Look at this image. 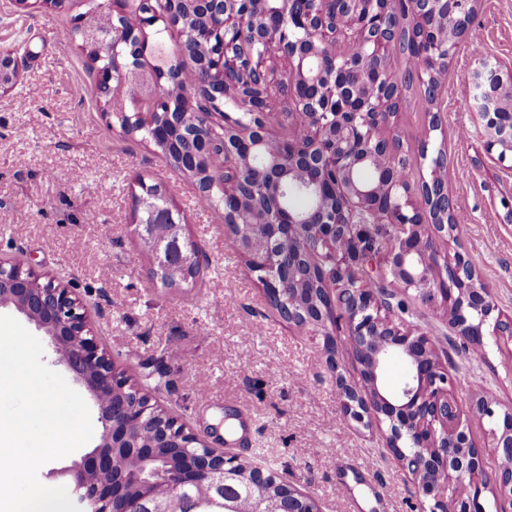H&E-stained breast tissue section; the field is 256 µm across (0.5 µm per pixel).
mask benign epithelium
<instances>
[{
  "mask_svg": "<svg viewBox=\"0 0 512 512\" xmlns=\"http://www.w3.org/2000/svg\"><path fill=\"white\" fill-rule=\"evenodd\" d=\"M478 0H167L154 13L152 0H100L75 19L74 33L93 62L95 87L104 111L127 116V101L113 93L121 78L139 95L153 97L176 69L149 61L151 30L162 21L184 25L191 36L174 50L193 63V81L182 92L186 111L169 97H153L151 112H139L121 133L147 130L146 140L169 166L189 177L202 193L224 177V195L239 210L224 233L258 274L268 304L284 319L322 336L327 362L339 369V354L361 366L364 388L336 374L345 419L377 429L401 468L433 500L429 512H486L485 456L462 427V410L434 340L395 321L392 296L423 305H448V322L468 346L484 349L485 326L496 342L512 341V315H494V297L465 252L443 256L436 243L459 237L448 195V160H433L430 179L411 186L381 164L406 161L395 127L399 81L393 52L409 53L402 41L420 46L411 81L434 98L438 71L456 53L475 16ZM135 17L130 26L105 28L99 15ZM21 60L0 49V92L15 85ZM470 107L489 154L512 160V68L484 58L467 76ZM283 99L306 110L311 122L301 137L279 138L273 124L291 126L294 112L271 120L264 106ZM316 197L306 211L283 203L287 193ZM135 230L144 241L166 228L152 251L153 273L176 287L209 267V255L185 233L174 206L158 207L152 195L134 196ZM382 255L374 280L359 265ZM0 307H12L48 337L65 366L99 410L102 432L95 449L50 477L70 488L81 512H195L187 488L205 482L210 497L235 512L241 489L252 512H319L315 499L286 484L269 486L270 473L253 467L243 482L240 458L210 446L169 415H158L141 389L115 372L99 350L86 316L68 286L42 280L33 269L0 261ZM398 357L407 375L392 392L378 384L381 365ZM130 390L123 403L106 396ZM473 408L488 420V447L501 463L494 499L512 504V409L502 413L476 389ZM151 436L141 442V432ZM173 447L182 460L175 480L142 472L112 473V453L129 448L142 462Z\"/></svg>",
  "mask_w": 512,
  "mask_h": 512,
  "instance_id": "obj_1",
  "label": "benign epithelium"
}]
</instances>
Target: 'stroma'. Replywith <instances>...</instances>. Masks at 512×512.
<instances>
[{
  "mask_svg": "<svg viewBox=\"0 0 512 512\" xmlns=\"http://www.w3.org/2000/svg\"><path fill=\"white\" fill-rule=\"evenodd\" d=\"M82 7L22 8L0 0V49L25 56L13 89L0 94V260L68 283L97 342L129 384L216 448L249 459L313 495L321 512H422L411 475L398 470L378 434L345 420L337 376L360 382L343 357L332 372L322 339L288 325L264 298L257 274L224 236L221 211L202 207L193 183L140 137L121 134L103 110L91 60L67 33ZM512 66V0H480L435 92L442 127L429 131L420 89L407 92L398 134L411 181L448 158V192L475 261L500 311L512 313V166L489 155L468 109L467 73L479 58ZM165 189L211 258L180 288L154 278L134 232L142 184ZM407 321L438 339L463 409L462 425L486 446L487 422L469 410L486 388L512 407V344L486 336L484 355L455 350L444 307L414 304Z\"/></svg>",
  "mask_w": 512,
  "mask_h": 512,
  "instance_id": "1",
  "label": "stroma"
}]
</instances>
